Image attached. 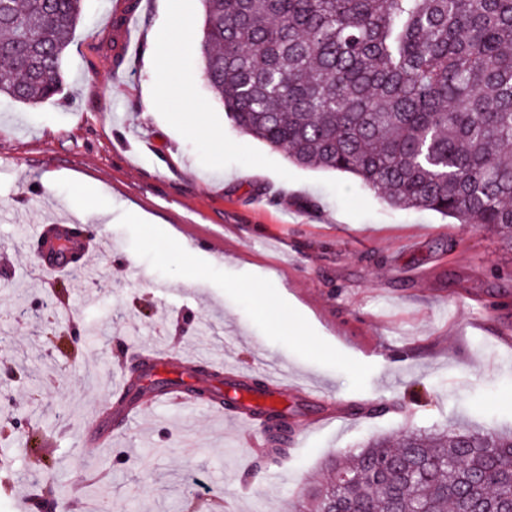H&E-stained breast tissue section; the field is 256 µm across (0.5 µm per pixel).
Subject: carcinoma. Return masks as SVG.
<instances>
[{
	"label": "carcinoma",
	"instance_id": "carcinoma-1",
	"mask_svg": "<svg viewBox=\"0 0 512 512\" xmlns=\"http://www.w3.org/2000/svg\"><path fill=\"white\" fill-rule=\"evenodd\" d=\"M200 61L243 133L399 210L512 243V0H203ZM82 0H4L0 96L57 98ZM286 454L288 413L257 407ZM311 512L512 508V433L406 431L326 465Z\"/></svg>",
	"mask_w": 512,
	"mask_h": 512
}]
</instances>
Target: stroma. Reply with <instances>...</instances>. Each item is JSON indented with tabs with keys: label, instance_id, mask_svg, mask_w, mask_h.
Wrapping results in <instances>:
<instances>
[{
	"label": "stroma",
	"instance_id": "obj_1",
	"mask_svg": "<svg viewBox=\"0 0 512 512\" xmlns=\"http://www.w3.org/2000/svg\"><path fill=\"white\" fill-rule=\"evenodd\" d=\"M180 6L190 44L157 48L162 0H84L61 95L0 97V426L22 424L0 444V512H39L48 495L67 512H292L369 437L512 431V245L235 129L199 63L203 4ZM168 52L184 95L146 112ZM83 215L91 271L33 278L39 230ZM53 320L80 336L49 339ZM144 348L234 383L282 365L286 455L207 402L150 398L88 451L85 417Z\"/></svg>",
	"mask_w": 512,
	"mask_h": 512
}]
</instances>
